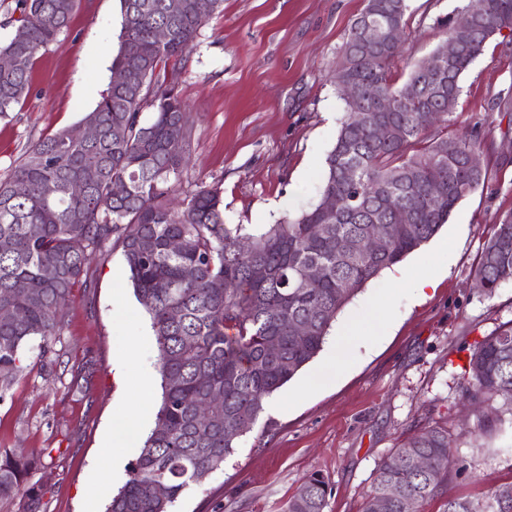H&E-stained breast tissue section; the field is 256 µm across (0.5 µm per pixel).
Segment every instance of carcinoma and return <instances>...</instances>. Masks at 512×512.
I'll return each mask as SVG.
<instances>
[{"mask_svg": "<svg viewBox=\"0 0 512 512\" xmlns=\"http://www.w3.org/2000/svg\"><path fill=\"white\" fill-rule=\"evenodd\" d=\"M168 0H120L121 29L112 68L126 71L123 84H109L84 120L98 138L73 142L62 130L31 145L11 175L0 180V398L21 372V353L33 338L48 347L59 341L73 289L88 288L89 265L112 244L121 246L134 293L146 309L159 353L162 401L156 425L129 468V478L106 512H171L199 470L224 465L236 439L252 431L263 401L290 381L320 351L338 313L383 270L430 240L465 196L485 186L487 172L468 166L476 152L472 135L429 138L430 127L448 125L462 92L465 71L486 44L512 34V0H470L473 34L448 59L440 49L414 65L408 81L420 104L397 99L401 87L392 64L401 44L361 40L370 24L383 33L408 26L406 0H366L352 23L334 80L350 79L358 95L345 101L346 118L326 158L318 204L259 234L224 223L220 189L201 187L176 206L181 168L191 153L189 117L178 87L192 43L223 5L213 0L201 14L196 0H182L180 13ZM76 0H15L9 39L0 56L14 66L0 70V117L30 92L37 55L69 24ZM166 27L171 37L154 38ZM136 42L143 55L130 58ZM150 109L146 121L142 112ZM375 124L393 129L387 141L371 134ZM26 185L24 193L16 191ZM334 197L339 207L324 208ZM412 213L396 220L397 210ZM390 228L379 253L350 251L371 226ZM179 250L170 248L172 241ZM322 269L311 281L307 270ZM193 277H184L185 269ZM474 277L492 296L512 281V212L485 242ZM25 287L17 289V284ZM307 334L294 336L296 326ZM465 393L477 426L483 408L497 397L512 413V322L484 337L473 350ZM222 396L207 425L197 403ZM448 429L413 434L383 458L361 512H376L388 493V512H423L443 500V512H512V482L492 489L481 502L448 495L452 464ZM433 461L423 473L412 459ZM32 465L0 454V498L16 494ZM163 483L166 493H156ZM328 482L311 474L284 512H324Z\"/></svg>", "mask_w": 512, "mask_h": 512, "instance_id": "obj_1", "label": "carcinoma"}]
</instances>
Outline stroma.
I'll return each instance as SVG.
<instances>
[{"label": "stroma", "mask_w": 512, "mask_h": 512, "mask_svg": "<svg viewBox=\"0 0 512 512\" xmlns=\"http://www.w3.org/2000/svg\"><path fill=\"white\" fill-rule=\"evenodd\" d=\"M464 0H408V40L392 74L445 39L440 19ZM364 0H224L202 27L179 90L190 109L191 157L181 194L222 192L224 220L259 229L318 203L345 105L333 75ZM119 0H77L70 23L42 50L31 91L0 118V178L27 147L77 127L111 77L118 49ZM469 131L490 181L461 200L447 224L398 263L428 271L424 296L396 287L394 270L370 280L338 314L360 322L387 302L385 331L354 337L335 380L304 384L316 357L263 402L253 430L237 439L222 468L193 483L173 512H284L305 479L322 474L325 512H360L382 458L413 432L437 424L454 438L448 492L472 501L512 482V416L487 431L465 427V367L476 343L512 321V281L493 296L475 285L482 248L512 212V36H498L462 78L448 133ZM92 287L75 289L67 325L49 349L31 341L22 372L0 397V450L35 462L29 492L0 500V512H86L98 492L97 464L111 456L112 426L125 416L127 380L116 353L135 345L161 404V374L149 314L128 280L121 246L89 266Z\"/></svg>", "instance_id": "obj_1"}]
</instances>
